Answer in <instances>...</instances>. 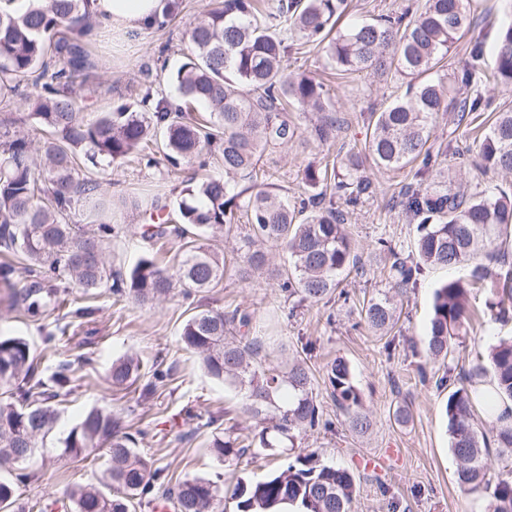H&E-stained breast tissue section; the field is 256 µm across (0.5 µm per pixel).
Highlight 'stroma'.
Instances as JSON below:
<instances>
[{
	"mask_svg": "<svg viewBox=\"0 0 512 512\" xmlns=\"http://www.w3.org/2000/svg\"><path fill=\"white\" fill-rule=\"evenodd\" d=\"M210 0H182V10L173 19L162 18L160 25L147 29L135 40L113 37L93 41L91 58L96 62L94 104L84 115L94 119L109 112L138 92L143 78H150L154 96L179 104V94L168 80L183 61L187 33ZM474 22L484 44V66L492 68L496 48V29L507 13L503 0H476ZM406 77L389 73L376 76L359 73L344 79L327 78L326 89L337 113L345 123L337 131L332 147H325L309 136L314 117L296 112L299 126L295 141L265 154L264 164L288 197L302 192L303 170L324 154L343 155L362 145L371 113L380 111L397 95L403 94ZM453 142L460 152L448 156L446 163L457 181L490 189L512 181V176L480 173L472 166L474 134L469 126L456 124L441 115L433 122L429 144L438 147ZM372 192L350 216L347 224L360 261L345 271L337 295L318 303L287 297L279 287L278 275L290 269L284 249L267 246L272 268L240 278L241 258L236 252L237 234L232 232L212 239L210 246L223 254L227 272L216 287L193 294L162 298L141 305L130 300L114 302L107 290L93 296L72 289V297L88 307L80 319L47 311L30 317L24 307L12 303L8 291L0 289V336L26 339L37 364V373L48 376L58 365L70 367L72 391L56 402L58 420L43 446L36 448L25 467L30 481L20 489V502L26 512H39L47 497L61 494L74 485H101L107 468L103 455L73 458L64 455L60 437L79 422L91 408L107 409L125 418L138 431L137 448L169 478L202 476L232 489L237 480L255 481L270 472L287 467L296 454L315 453L321 462L350 468L358 479L356 512H485L484 499L464 494L455 482L457 462L450 449L444 416L448 393L434 382H420L415 369L424 362L423 347L428 334L435 288L449 278L467 275L464 267L427 269L415 290L401 301L402 314L395 329V350L385 348L386 339L362 324L359 299L387 288L383 273L385 260L375 252L378 238L393 240L402 254L414 250L415 227L404 211L392 204L412 180L414 166L397 171L377 169L366 163ZM101 192L118 198L160 194L175 200L176 182L165 166H149L134 157L115 161L99 174ZM125 230L108 245V262L113 270L128 271L145 256L158 263L173 265L177 244L159 246L143 239L137 226L139 216L132 211L119 214ZM239 310L254 317L255 335L261 336L275 365L287 368L285 350H299L312 343L307 362L315 374L314 391L331 429L318 428L301 435L296 451L281 448L272 455L245 456L224 463L212 453L214 435L229 434L240 444H248L261 429L260 419L245 411L242 391L224 386L209 377L198 355L182 349L181 329L194 307ZM512 336V322L492 320L472 323L460 336L459 344L446 363L427 364L429 371L442 366H468L477 350L498 339ZM131 355L140 362L139 377L129 388L113 387L109 373L113 361ZM344 358L350 366L354 384L362 393L372 425L366 433L352 430L331 397L327 365ZM425 363V362H424ZM168 371L163 385L151 395L142 388L151 381L155 369ZM409 411L407 422L394 417L396 407ZM382 458L377 469L362 467V458Z\"/></svg>",
	"mask_w": 512,
	"mask_h": 512,
	"instance_id": "35a3bbf8",
	"label": "stroma"
}]
</instances>
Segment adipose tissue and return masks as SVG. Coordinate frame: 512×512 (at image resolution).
<instances>
[{"label": "adipose tissue", "mask_w": 512, "mask_h": 512, "mask_svg": "<svg viewBox=\"0 0 512 512\" xmlns=\"http://www.w3.org/2000/svg\"><path fill=\"white\" fill-rule=\"evenodd\" d=\"M87 9L100 21L101 35H133L152 26L163 5L161 0H87Z\"/></svg>", "instance_id": "ef3b65f1"}]
</instances>
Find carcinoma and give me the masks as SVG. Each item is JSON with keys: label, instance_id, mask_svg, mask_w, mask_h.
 <instances>
[{"label": "carcinoma", "instance_id": "cac0c4a2", "mask_svg": "<svg viewBox=\"0 0 512 512\" xmlns=\"http://www.w3.org/2000/svg\"><path fill=\"white\" fill-rule=\"evenodd\" d=\"M87 0H32L24 11L0 8V98H18L26 120L44 131L34 142L10 132L13 121L0 118V286H12L15 261L28 263L30 281L14 294L32 317L53 306L69 305L59 290L64 280L84 293L109 289L117 297L146 304L180 288L185 297L224 279V258L208 241L224 232L243 211L247 224L239 237L241 278L268 265L264 246L284 248L292 273L282 291L301 302L319 303L330 297L338 276L356 266L346 224L350 210L372 193L360 152L342 157L327 154L303 171L306 190L288 203L271 182L272 173L258 180L257 166L268 151L296 137L289 109L320 112L310 135L322 144L336 138L338 120L326 97L324 81L287 71L285 61L306 45L322 48L338 75L394 69L412 79L402 98L373 113L364 150L385 170L420 162L415 184L402 195L403 211L416 224L415 255L401 257L391 242L380 238L375 249L387 257L390 288L362 301L360 315L385 335L397 322L394 296L404 297L419 284L425 269L472 263L464 278L447 280L434 290L426 357L445 361L455 350L454 339L471 321V290L486 288L487 303L499 321L512 314V271L502 278L478 262L497 258L498 243L512 237V186L467 193L448 178L444 158L458 154L448 142L433 153L427 147L432 121L445 113L457 124L475 120L479 112H494L493 122L477 145L478 170L512 172V109L491 108L479 90L489 80L500 91H512V16L501 24L495 68L485 77L481 61L484 42L471 18L473 0H425L423 6L400 14L380 15L370 22L338 27L347 0H212L188 33L184 60L169 80L183 104L173 108L150 91L94 120L84 117L95 65L88 45L96 20ZM470 36L471 61L453 73H439L443 62ZM198 106L205 114L191 112ZM162 155L170 171L179 173L207 152L219 157L224 176H192L181 181L175 209L159 198L123 199L143 217L144 239L174 240L177 260L162 267L143 258L126 274L107 266L105 243L122 225L112 223L114 201L99 193L90 168L104 169L133 154ZM333 184L342 206L333 200L322 206L323 188ZM88 200L94 228L82 231L67 222L78 197ZM246 312L198 309L186 320L180 342L198 354L207 374L245 391L246 411L266 426L252 445L215 436L213 453L224 461L238 460L256 448L274 451L294 447L301 434L331 422L313 392L310 368L295 358L283 372L270 360L263 342L242 334L252 328ZM139 362L132 357L112 363V386L136 380ZM490 376L487 395L472 379ZM328 381L336 408L350 426L363 432L370 426L362 397L349 365L334 360ZM69 368L60 366L47 379L35 373L29 343L17 336H0V386L12 387L14 401L0 403V512H22L18 490L30 479L14 473L38 442L57 423L56 399L68 395ZM448 390L445 414L451 450L457 460L456 483L461 491L486 499V512H512V338L501 339L487 354L476 353L465 378L451 370L436 379ZM495 415L496 433L488 439L473 424L478 406ZM65 454L76 456L103 449L113 492L94 486H72L61 497L45 501L42 512H131L134 503L152 507L163 502L172 512H224V490L201 476H186L170 485L163 471L135 448V438L121 418L94 408L61 441ZM497 448L503 473L490 471V448ZM357 479L338 465L322 464L309 453L297 455L283 471L258 481L240 480L231 491L237 512H353Z\"/></svg>", "mask_w": 512, "mask_h": 512}]
</instances>
